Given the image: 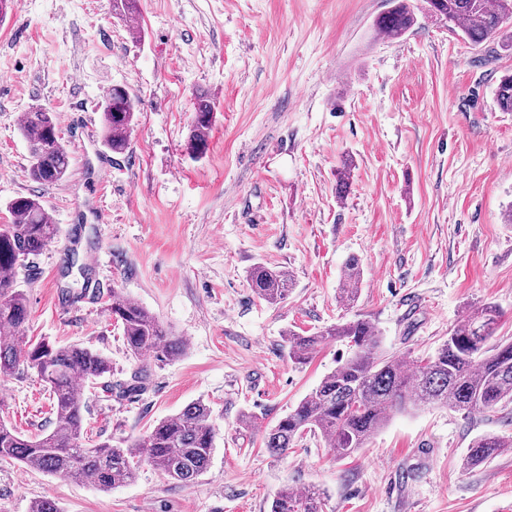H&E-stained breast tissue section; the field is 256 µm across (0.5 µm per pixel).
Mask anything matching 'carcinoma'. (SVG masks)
<instances>
[{"instance_id": "obj_1", "label": "carcinoma", "mask_w": 512, "mask_h": 512, "mask_svg": "<svg viewBox=\"0 0 512 512\" xmlns=\"http://www.w3.org/2000/svg\"><path fill=\"white\" fill-rule=\"evenodd\" d=\"M394 6L373 23L377 33L399 39L411 30L415 17L407 0ZM436 9L461 30L472 45L500 34L512 20V0H435ZM495 99L504 112H512V75L495 88ZM137 101L128 89L111 86L101 103L103 140L115 154L130 146ZM214 106L203 96L195 103V118L187 149L195 156L207 149V130ZM21 132L28 142L32 180L42 185L61 181L71 166V155L59 135L57 118L45 109L25 113ZM352 161L345 158L337 174L336 195L349 190ZM11 216L0 224V380L21 369L37 372L48 387L55 415L54 428L45 435L24 437L0 417V460H17L64 480L90 482L109 489L133 481L141 464L147 463L167 480L189 486L209 466L214 452L212 410L204 401L186 405L164 419L142 439L125 447L107 441L87 446L84 427L87 402L78 388L112 377V365L86 347L58 346L48 340L25 339L22 326L26 303L18 289L20 263L39 254L59 236L42 204L29 196H17L7 205ZM253 292L269 304H279L292 289L290 273L279 267L254 265L248 274ZM363 280L360 260L348 258L339 283L341 299L353 304ZM106 307L120 322L129 354L135 358L153 351L162 359H174L185 348L183 338L169 330L120 288L107 293ZM502 311L484 304L464 316L448 332L434 355L408 368L391 355L378 351L375 326L365 319L323 327L311 334L285 332L288 356L304 364L320 346L335 340L347 342L350 357L338 363L297 406L264 432L265 446L283 455L307 434L325 439L333 456L341 459L366 446L394 412L437 405L467 414L485 413L512 403V341L496 339ZM149 379L144 369L115 385L121 395L141 391ZM512 447V440L495 435L476 439L464 459L469 468L487 462ZM270 512H322L321 493L314 487L302 491L279 490Z\"/></svg>"}]
</instances>
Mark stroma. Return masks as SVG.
<instances>
[{
	"instance_id": "1",
	"label": "stroma",
	"mask_w": 512,
	"mask_h": 512,
	"mask_svg": "<svg viewBox=\"0 0 512 512\" xmlns=\"http://www.w3.org/2000/svg\"><path fill=\"white\" fill-rule=\"evenodd\" d=\"M412 3L416 25L388 40L373 22L391 0H139L133 25L110 0H9L0 224L24 195L60 228L18 273L23 332L99 352L116 381L147 369L132 395L86 390L94 441H135L199 399L216 437L209 468L187 487L147 464L102 490L0 461V512H29L42 498L61 512H270L287 485L322 489L323 512H512V448L463 467L477 437L512 438L507 408L397 413L342 460L317 436L281 456L264 442L265 426L349 353L337 341L294 363L286 330L366 319L381 349L409 363L492 303L503 313L497 336L512 337V112L494 98L512 50L466 43L425 0ZM115 84L139 101L121 155L102 144L99 104ZM201 94L215 118L194 158L185 144ZM37 107L55 112L72 157L49 186L30 179L20 131ZM346 156L355 166L340 199ZM352 256L364 279L348 306L337 288ZM258 263L291 272L287 300L253 293ZM115 287L184 337L181 356L128 355L105 305ZM66 290L76 299L64 301ZM0 409L24 436L53 428L33 370L0 382Z\"/></svg>"
}]
</instances>
